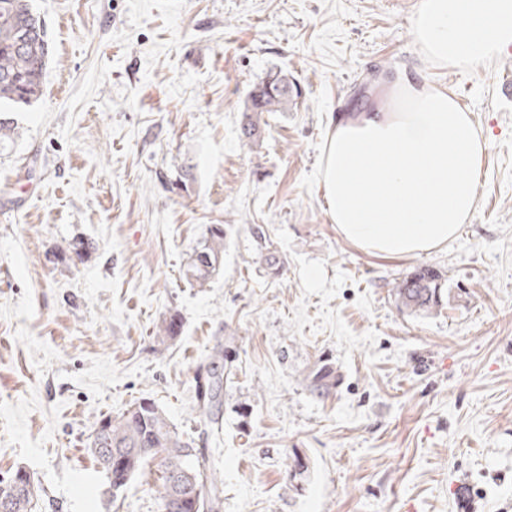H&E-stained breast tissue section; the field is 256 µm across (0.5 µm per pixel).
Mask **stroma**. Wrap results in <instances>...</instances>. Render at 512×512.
Returning a JSON list of instances; mask_svg holds the SVG:
<instances>
[{"label":"stroma","mask_w":512,"mask_h":512,"mask_svg":"<svg viewBox=\"0 0 512 512\" xmlns=\"http://www.w3.org/2000/svg\"><path fill=\"white\" fill-rule=\"evenodd\" d=\"M33 6L51 59L0 152V474L32 475L35 512H159L156 473L114 498L87 450L96 418L141 399L223 477L219 512H512V47L440 65L414 40L420 0ZM273 71L302 95L244 144ZM402 75L448 90L489 148L457 238L383 258L337 233L323 149L333 115L390 110ZM211 224L224 266L200 288L181 269ZM76 238L93 251L60 261ZM421 266L443 276L426 316L393 294ZM174 313L180 335L158 340ZM219 343L232 375L213 435L191 408ZM325 364L339 383L320 397L307 378ZM254 234L259 249L258 257L260 262L263 263L268 269L278 271L284 262L278 255L277 251L272 249V244L269 243L262 231L257 229Z\"/></svg>","instance_id":"35a3bbf8"}]
</instances>
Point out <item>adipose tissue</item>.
Returning <instances> with one entry per match:
<instances>
[{
    "mask_svg": "<svg viewBox=\"0 0 512 512\" xmlns=\"http://www.w3.org/2000/svg\"><path fill=\"white\" fill-rule=\"evenodd\" d=\"M413 34L443 65H480L512 45V0H421ZM398 112L334 121L322 165L329 215L368 252L412 257L446 245L476 201L487 143L447 92L404 80Z\"/></svg>",
    "mask_w": 512,
    "mask_h": 512,
    "instance_id": "1",
    "label": "adipose tissue"
}]
</instances>
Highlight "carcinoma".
Returning a JSON list of instances; mask_svg holds the SVG:
<instances>
[{
	"mask_svg": "<svg viewBox=\"0 0 512 512\" xmlns=\"http://www.w3.org/2000/svg\"><path fill=\"white\" fill-rule=\"evenodd\" d=\"M27 29L28 44L21 46L15 31ZM51 54L44 26L32 7V0H0V107L29 104L42 94L43 74ZM300 96L297 84L281 73H273L250 94V106L244 114L242 135L249 141L261 140L264 112H286ZM258 257L268 269L277 271L283 261L272 249L264 233L255 231ZM91 242L75 239L62 252L61 260L83 259L91 252ZM224 263V225L212 224L183 269V277L191 284L205 286L219 273ZM400 308L413 314H428L442 303L441 274L430 266H422L406 274L395 286ZM224 346L217 344L213 360L205 372L196 373V403L193 411L212 432L222 429L219 405L227 372ZM309 386L323 395L336 388V370L323 366L308 378ZM88 452L101 468L108 491L116 496L129 482L144 472L150 462H157L156 494L160 512H217L220 489L216 473L194 463L195 449L182 439L169 418L155 403L139 400L117 416L101 415L94 423ZM125 453L127 461L108 462L104 449ZM193 478L199 489L196 505L186 506L172 484L177 476ZM34 489L10 500L9 512H32Z\"/></svg>",
	"mask_w": 512,
	"mask_h": 512,
	"instance_id": "cac0c4a2",
	"label": "carcinoma"
}]
</instances>
